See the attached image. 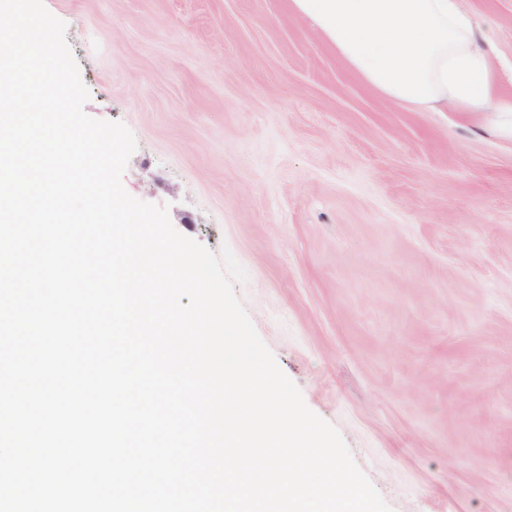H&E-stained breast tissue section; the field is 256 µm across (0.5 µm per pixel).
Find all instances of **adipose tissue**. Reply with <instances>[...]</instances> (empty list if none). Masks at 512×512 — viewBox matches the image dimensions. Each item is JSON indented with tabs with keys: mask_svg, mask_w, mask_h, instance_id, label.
Returning <instances> with one entry per match:
<instances>
[{
	"mask_svg": "<svg viewBox=\"0 0 512 512\" xmlns=\"http://www.w3.org/2000/svg\"><path fill=\"white\" fill-rule=\"evenodd\" d=\"M352 73L379 96L431 112L487 115L512 140V97L464 0H289Z\"/></svg>",
	"mask_w": 512,
	"mask_h": 512,
	"instance_id": "adipose-tissue-1",
	"label": "adipose tissue"
}]
</instances>
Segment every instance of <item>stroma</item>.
I'll return each mask as SVG.
<instances>
[{
    "instance_id": "35a3bbf8",
    "label": "stroma",
    "mask_w": 512,
    "mask_h": 512,
    "mask_svg": "<svg viewBox=\"0 0 512 512\" xmlns=\"http://www.w3.org/2000/svg\"><path fill=\"white\" fill-rule=\"evenodd\" d=\"M122 177L235 291L392 512H512V142L394 105L287 0H44ZM512 62V0H469Z\"/></svg>"
}]
</instances>
